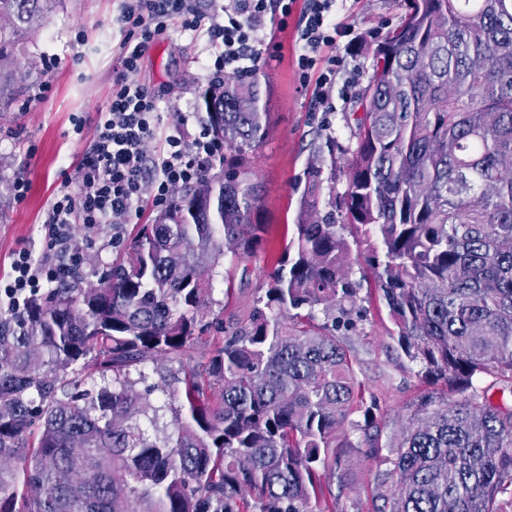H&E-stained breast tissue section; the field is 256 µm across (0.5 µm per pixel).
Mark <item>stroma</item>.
Instances as JSON below:
<instances>
[{
	"label": "stroma",
	"mask_w": 512,
	"mask_h": 512,
	"mask_svg": "<svg viewBox=\"0 0 512 512\" xmlns=\"http://www.w3.org/2000/svg\"><path fill=\"white\" fill-rule=\"evenodd\" d=\"M119 7L120 0H60L16 52L14 100L7 111L0 112V273L8 270L16 251L27 249L40 256L42 224L51 196L65 169L86 149L88 136L76 133L75 123L92 121L111 101L116 78L112 58L120 40L112 19ZM399 12L396 0H345L341 13L352 25V39L338 41L332 52L345 57L356 85L365 84L369 76L366 41L383 35ZM295 44V26L273 31L268 63L257 73L272 114L269 135L252 154V171L260 185L268 225L265 244L234 266L233 286H226L220 278L213 283L216 299L228 301L230 312L241 318L246 317L252 296L265 286L266 275L291 234L298 187L315 131L332 125L344 143L352 134L347 119L354 108L353 98L335 96V111H316L314 86L301 81L296 67ZM211 54L204 37L184 33L175 24L156 36L141 61L138 78L158 98L164 123L184 117L192 130L203 123L205 113L199 104L208 87L204 64ZM46 56L57 60L48 74L41 69ZM45 81L51 90L43 95L39 86ZM20 174L30 187L19 201L11 194L10 183ZM72 232L85 242L83 274L87 281H95L120 253L112 242V228L106 225L89 234L77 224ZM361 295L367 317L344 339L359 361V379L366 392L378 397L383 415L389 416L385 432L392 435L399 431L392 416L435 386L391 350L392 324L376 290L366 288ZM347 464L355 480L341 493L340 503L369 512L370 466L353 448L347 451Z\"/></svg>",
	"instance_id": "stroma-1"
}]
</instances>
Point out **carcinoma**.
Wrapping results in <instances>:
<instances>
[{
	"label": "carcinoma",
	"mask_w": 512,
	"mask_h": 512,
	"mask_svg": "<svg viewBox=\"0 0 512 512\" xmlns=\"http://www.w3.org/2000/svg\"><path fill=\"white\" fill-rule=\"evenodd\" d=\"M58 2L0 0V112L16 48ZM403 6L371 45L351 144L319 136L246 317L204 320L218 301L203 275L264 240L255 76L205 90L224 152L97 282L75 272L0 314V512H346L323 491L349 485L346 448L370 462L371 512L512 503V0ZM355 259L399 356L451 390L409 402L396 439L338 335L362 318ZM206 337L212 356L190 364ZM160 360L177 368L151 383Z\"/></svg>",
	"instance_id": "carcinoma-1"
}]
</instances>
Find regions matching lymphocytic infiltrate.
Listing matches in <instances>:
<instances>
[{
	"label": "lymphocytic infiltrate",
	"instance_id": "obj_1",
	"mask_svg": "<svg viewBox=\"0 0 512 512\" xmlns=\"http://www.w3.org/2000/svg\"><path fill=\"white\" fill-rule=\"evenodd\" d=\"M201 10L195 0H122L115 22L121 39L115 56L119 77L111 101L100 112L89 145L58 185L43 224L46 246L40 259L29 250L13 254L0 275V309L20 308L44 286L68 278L82 264V244L71 234L75 224L95 229L111 225L120 233L143 202L164 207L174 191L195 182L224 147L208 129L192 134L179 120L158 134V100L136 78L154 38L169 23L191 35H204L213 48L206 69L209 84L222 87L228 73L252 75L266 63L260 30L287 27L297 18L296 63L302 79L316 77L318 106L331 110L341 57H323L351 32L336 13V0H210Z\"/></svg>",
	"mask_w": 512,
	"mask_h": 512
}]
</instances>
